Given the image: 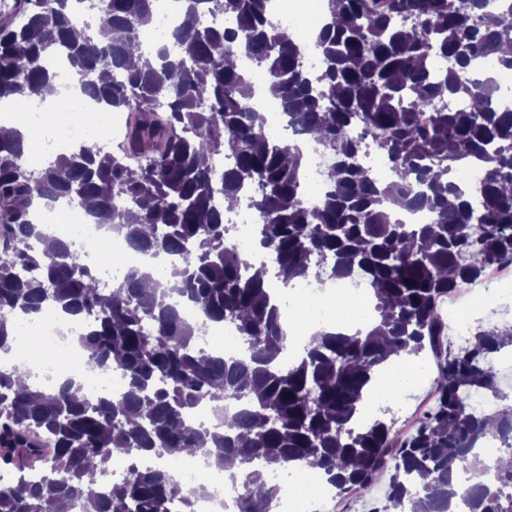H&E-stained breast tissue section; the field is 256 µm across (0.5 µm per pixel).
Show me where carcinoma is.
Listing matches in <instances>:
<instances>
[{
  "instance_id": "obj_1",
  "label": "carcinoma",
  "mask_w": 512,
  "mask_h": 512,
  "mask_svg": "<svg viewBox=\"0 0 512 512\" xmlns=\"http://www.w3.org/2000/svg\"><path fill=\"white\" fill-rule=\"evenodd\" d=\"M23 0L25 21L0 22V99L22 105L56 83L61 59L83 93L111 112L137 114L112 151L93 143L46 164L28 165L22 134L0 135V353L14 351L17 313L54 308L93 327L79 344L89 362L120 371L110 397L78 399L69 379L48 392L24 370H0V466L15 477L0 488V512H174L170 470L148 463L173 449L203 454L240 484L237 512H256L281 489L269 475L309 464L345 493L389 472L374 512H451L461 493L469 512H512V464L491 467L481 447L494 438L512 459V409L489 417L469 405L474 391L512 399L489 366L512 349V326L474 333L443 355L448 324L441 303L479 279L485 266L512 262V101L484 67L512 69V0H329L333 21L316 41L321 73L312 78L292 33L270 19L269 0H179L169 44L131 64L140 31L158 0ZM224 13L231 29L210 17ZM248 54L296 131L334 159L319 205L301 196L298 147L274 140L248 107L254 83L233 60ZM441 56L450 61L432 70ZM165 107L167 116L158 120ZM394 173L369 176L361 142ZM130 154L149 157L132 167ZM227 155L220 186L213 165ZM473 158L481 182L461 187L454 173ZM234 196L261 219V246L288 278L321 282L360 276L373 292L376 325L352 335L326 332L291 366L280 363L290 337L271 303L269 268L248 265L234 244L216 195ZM65 199L127 247L168 257L162 278L149 266L126 268L104 286L83 253L33 223L27 205ZM424 209L429 224H401L388 205ZM179 294L208 323H227L240 357L196 346L198 326L172 302ZM433 356L437 404L410 437L392 422H356L369 384L394 355ZM226 400L242 408L211 428L187 414ZM124 476L107 482L115 454ZM181 500V499H179ZM182 512H189L181 500Z\"/></svg>"
}]
</instances>
